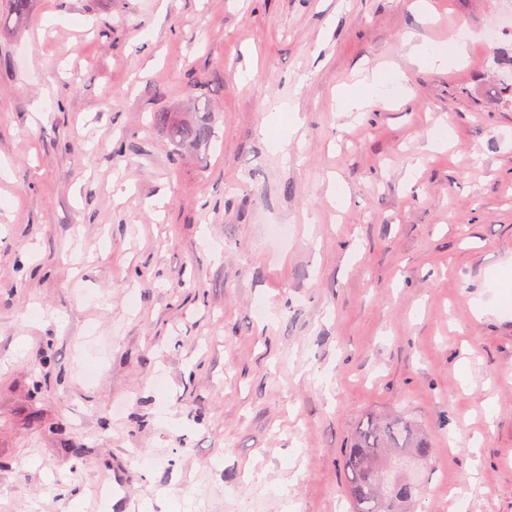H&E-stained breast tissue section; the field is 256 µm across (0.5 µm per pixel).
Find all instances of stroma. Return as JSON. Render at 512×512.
Here are the masks:
<instances>
[{"instance_id":"1","label":"stroma","mask_w":512,"mask_h":512,"mask_svg":"<svg viewBox=\"0 0 512 512\" xmlns=\"http://www.w3.org/2000/svg\"><path fill=\"white\" fill-rule=\"evenodd\" d=\"M502 6L34 0L0 31V512H347L384 413L434 450L417 512H512ZM385 63L398 93L344 111ZM201 95L211 144L175 147L151 117Z\"/></svg>"}]
</instances>
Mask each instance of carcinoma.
I'll list each match as a JSON object with an SVG mask.
<instances>
[{
  "label": "carcinoma",
  "instance_id": "cac0c4a2",
  "mask_svg": "<svg viewBox=\"0 0 512 512\" xmlns=\"http://www.w3.org/2000/svg\"><path fill=\"white\" fill-rule=\"evenodd\" d=\"M32 0H0V13L23 19ZM152 123L176 146L200 149L214 137V115L204 109L185 116L155 112ZM431 448L424 430L399 415L379 414L363 422L344 450V496L349 512H412L421 482L408 466L425 467Z\"/></svg>",
  "mask_w": 512,
  "mask_h": 512
}]
</instances>
